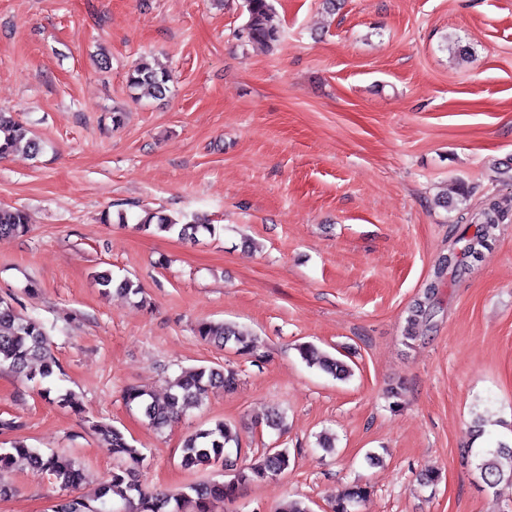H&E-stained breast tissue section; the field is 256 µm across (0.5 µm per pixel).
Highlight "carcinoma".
<instances>
[{
	"label": "carcinoma",
	"instance_id": "obj_1",
	"mask_svg": "<svg viewBox=\"0 0 512 512\" xmlns=\"http://www.w3.org/2000/svg\"><path fill=\"white\" fill-rule=\"evenodd\" d=\"M248 14L244 26L247 42L270 47L281 37V28L270 0H244ZM171 74L146 58L140 59L130 70L127 83L130 89L139 90L155 98L169 91ZM32 157L42 152V144L16 122L9 112H0V159L19 149ZM503 201L490 198L479 213V224L474 235L462 236L463 246L443 255L435 265L433 277L427 281L422 296L408 308L406 339H418L416 326L430 323L433 318L432 297L442 278L449 272L462 273L480 261L483 250L495 240L496 230L503 217ZM139 228L150 233H176L181 238H194L200 233L214 235L213 224H180L159 211H143L138 216ZM29 219L18 208L0 206V239L27 232ZM95 280L103 291H116L125 296L142 294L141 286L123 278L116 282L109 273H98ZM200 340L225 346L234 345L242 356L257 355V346L236 326L224 322L205 321L197 325ZM302 359L311 367L340 380L351 376V369L344 362L332 357L316 345L308 343L299 348ZM0 368H7L23 379L38 385L62 374L58 360L50 351V335L45 323L31 316L20 315L13 302L0 297ZM239 386V374L224 366H200L181 372L162 397L141 386H129L123 391V400L143 416L148 426L162 432L178 423L191 408L203 405L211 395L232 393ZM265 426L284 435L286 418L277 409L265 418ZM93 427L101 436L102 444L118 462L110 479L102 483L90 497H69L57 500L51 512H112L108 503L119 498L125 512H212L217 503L231 501L239 486L245 483L265 482L275 479L288 469V447L270 452L262 449L255 459L242 464L231 478L224 482L191 484L177 494L147 490L141 475L147 456L119 428L95 422ZM239 448L234 427L217 422L208 428H199L183 439L181 465L186 468L224 466V457ZM23 459L30 467L53 480L63 489L77 488L85 481L80 466L71 457L33 448L23 440H13L7 448L0 447V500L12 495L13 487L5 481L4 474ZM474 468L484 484L493 489L501 483H512V447L501 444L496 448H482L474 453ZM370 495L369 487L354 484L341 491L331 503V512H358V507Z\"/></svg>",
	"mask_w": 512,
	"mask_h": 512
}]
</instances>
